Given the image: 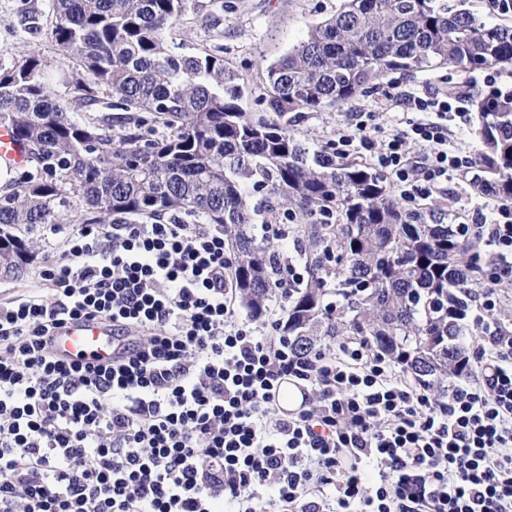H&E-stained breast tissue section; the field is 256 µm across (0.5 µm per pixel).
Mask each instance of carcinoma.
<instances>
[{"label": "carcinoma", "mask_w": 512, "mask_h": 512, "mask_svg": "<svg viewBox=\"0 0 512 512\" xmlns=\"http://www.w3.org/2000/svg\"><path fill=\"white\" fill-rule=\"evenodd\" d=\"M198 9V0H53L51 37L84 75L57 82L32 50L0 62V123L28 153L0 194V277L25 273L40 229L202 214L224 226L241 305L259 317L277 289L276 253L252 233L260 180L305 220L307 280L286 292L288 346L316 356L322 340L344 336L446 394L445 383L475 370L464 336L476 240L406 209L369 166L309 154L283 117L345 103L392 71L510 66L512 27L447 0H347L267 67L274 117L253 119L240 105L244 78L224 57L175 44ZM60 87L84 107L106 92L118 114L71 112ZM472 103L484 148L474 185L512 201V95ZM332 215L336 223H316Z\"/></svg>", "instance_id": "1"}]
</instances>
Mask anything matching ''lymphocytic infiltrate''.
<instances>
[{
  "label": "lymphocytic infiltrate",
  "mask_w": 512,
  "mask_h": 512,
  "mask_svg": "<svg viewBox=\"0 0 512 512\" xmlns=\"http://www.w3.org/2000/svg\"><path fill=\"white\" fill-rule=\"evenodd\" d=\"M407 109L376 164L424 199L464 165L444 148L463 112L445 94ZM473 234L493 248L491 282L511 278L512 208ZM233 276L214 224L66 236L37 287L0 304V512H512V330L492 296L475 373L437 398L361 346L300 358L240 315ZM81 317L111 320V363L54 355L55 331ZM289 377L307 399L281 416Z\"/></svg>",
  "instance_id": "lymphocytic-infiltrate-1"
}]
</instances>
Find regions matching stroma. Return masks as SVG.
Wrapping results in <instances>:
<instances>
[{
    "label": "stroma",
    "instance_id": "35a3bbf8",
    "mask_svg": "<svg viewBox=\"0 0 512 512\" xmlns=\"http://www.w3.org/2000/svg\"><path fill=\"white\" fill-rule=\"evenodd\" d=\"M198 12L180 24L176 39L191 51L221 53L225 65L240 73L246 84L241 100L244 112L268 114L271 90L265 79L268 65L288 53L307 33L310 25L327 20L343 7L345 0H199ZM52 0H0V61L37 51L54 73H69L75 60L61 51L50 35ZM484 70L461 71L438 65L424 71H396L374 90L358 94L342 105H327L315 112H292L288 128L310 152L336 151L347 134L349 115L375 112L385 131L398 129L403 99L416 93L446 89L484 91ZM480 170H460L447 189L417 201H406L407 209L432 211L448 224H476L492 216L500 199L481 194L473 184ZM263 207L253 226L257 238L274 242L280 251L296 256L295 228L300 219L280 205L268 191L258 194Z\"/></svg>",
    "mask_w": 512,
    "mask_h": 512
}]
</instances>
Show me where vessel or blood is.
Here are the masks:
<instances>
[{
  "label": "vessel or blood",
  "instance_id": "1",
  "mask_svg": "<svg viewBox=\"0 0 512 512\" xmlns=\"http://www.w3.org/2000/svg\"><path fill=\"white\" fill-rule=\"evenodd\" d=\"M0 159L24 166L26 150L10 129L0 125ZM55 351L71 362L108 363L112 360V328L98 318L73 319L64 323L53 338Z\"/></svg>",
  "mask_w": 512,
  "mask_h": 512
}]
</instances>
